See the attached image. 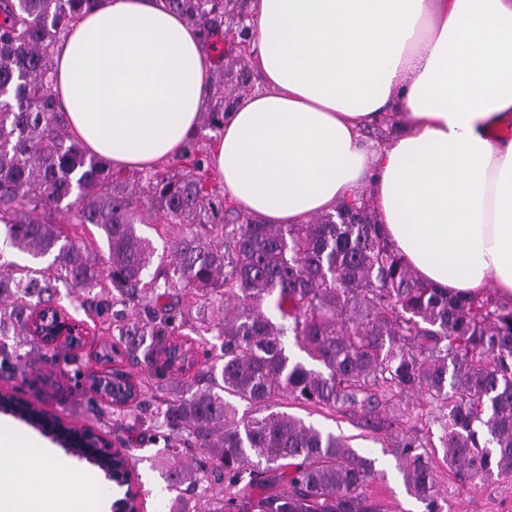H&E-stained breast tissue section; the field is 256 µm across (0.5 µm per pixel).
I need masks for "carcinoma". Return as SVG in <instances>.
Instances as JSON below:
<instances>
[{"mask_svg":"<svg viewBox=\"0 0 512 512\" xmlns=\"http://www.w3.org/2000/svg\"><path fill=\"white\" fill-rule=\"evenodd\" d=\"M165 2L208 49L223 44L218 58L229 63L213 71L201 118L221 134L251 86L248 0ZM94 3L0 0V228L20 251L52 257L45 268L0 264V378L31 366L41 346L30 318L52 305L57 283L97 288L84 309L109 321L123 357L140 367L133 399L95 403L97 420L120 430L128 418L160 421L163 470L172 486L196 491L179 512H383L366 492L372 461L284 411L296 403L359 410L373 430L388 428V452L425 512L445 504L432 431L382 423L381 409L398 398L428 397L456 476L511 478L512 305L421 283L382 225L359 212L360 197L312 224H262L224 209L206 187L208 148L195 139L183 168L149 171L129 187L72 136L53 93V45ZM142 199L157 220L182 226L168 262L153 264L137 232ZM63 223L97 227L107 256L91 258ZM140 302L135 315L112 312ZM185 329L201 344L223 338L198 369L175 345ZM290 336L316 366L286 354ZM42 358L82 375L74 350ZM194 448L207 455L197 467L185 463Z\"/></svg>","mask_w":512,"mask_h":512,"instance_id":"cac0c4a2","label":"carcinoma"}]
</instances>
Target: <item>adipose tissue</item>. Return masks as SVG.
Listing matches in <instances>:
<instances>
[{"label":"adipose tissue","mask_w":512,"mask_h":512,"mask_svg":"<svg viewBox=\"0 0 512 512\" xmlns=\"http://www.w3.org/2000/svg\"><path fill=\"white\" fill-rule=\"evenodd\" d=\"M258 87L209 156L224 195L264 224H304L370 184L418 279L512 299V0H251ZM58 107L113 168L152 170L199 129L210 71L162 0H98L54 47ZM386 118L372 149L362 128ZM0 423V512H100L98 476H67Z\"/></svg>","instance_id":"ef3b65f1"}]
</instances>
